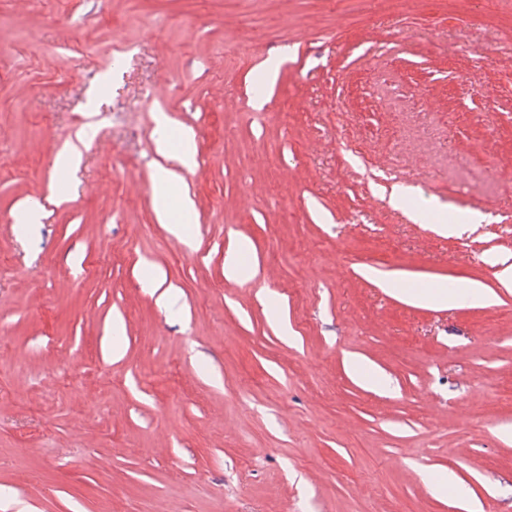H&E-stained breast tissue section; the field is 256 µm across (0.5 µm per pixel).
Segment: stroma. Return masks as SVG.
<instances>
[{"mask_svg":"<svg viewBox=\"0 0 512 512\" xmlns=\"http://www.w3.org/2000/svg\"><path fill=\"white\" fill-rule=\"evenodd\" d=\"M510 44L512 0H0V512H512ZM174 181L175 176L171 171L162 167L158 168L154 179V199L155 210L161 222L169 218L172 210L169 198ZM412 303L425 307L449 308L461 303H477L485 299L483 289L473 283L466 288L448 290L447 282H439L431 288L409 294Z\"/></svg>","mask_w":512,"mask_h":512,"instance_id":"1","label":"stroma"}]
</instances>
